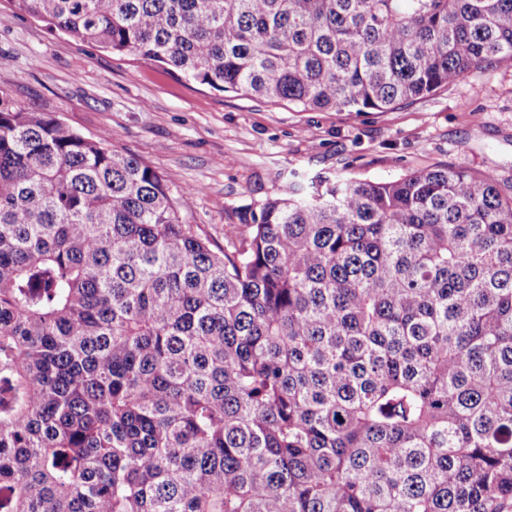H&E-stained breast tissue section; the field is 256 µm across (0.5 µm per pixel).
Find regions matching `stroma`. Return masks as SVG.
<instances>
[{"label":"stroma","instance_id":"1","mask_svg":"<svg viewBox=\"0 0 512 512\" xmlns=\"http://www.w3.org/2000/svg\"><path fill=\"white\" fill-rule=\"evenodd\" d=\"M0 90L84 135L110 134L185 197L216 245L237 214L280 194L289 172L390 181L459 163L512 183V63L388 112L300 110L218 92L134 55L50 32L0 0Z\"/></svg>","mask_w":512,"mask_h":512}]
</instances>
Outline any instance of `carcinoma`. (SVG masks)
I'll return each instance as SVG.
<instances>
[{
  "label": "carcinoma",
  "instance_id": "cac0c4a2",
  "mask_svg": "<svg viewBox=\"0 0 512 512\" xmlns=\"http://www.w3.org/2000/svg\"><path fill=\"white\" fill-rule=\"evenodd\" d=\"M216 91L388 112L512 62V0H11ZM0 95V512H512V193L288 173L224 247Z\"/></svg>",
  "mask_w": 512,
  "mask_h": 512
}]
</instances>
